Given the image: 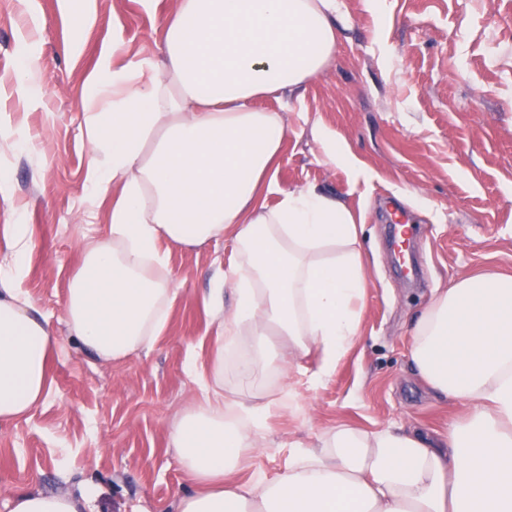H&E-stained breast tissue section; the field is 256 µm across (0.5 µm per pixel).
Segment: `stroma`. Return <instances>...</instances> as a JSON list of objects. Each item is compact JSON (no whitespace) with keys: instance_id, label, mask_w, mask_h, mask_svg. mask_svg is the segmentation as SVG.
I'll return each mask as SVG.
<instances>
[{"instance_id":"stroma-1","label":"stroma","mask_w":512,"mask_h":512,"mask_svg":"<svg viewBox=\"0 0 512 512\" xmlns=\"http://www.w3.org/2000/svg\"><path fill=\"white\" fill-rule=\"evenodd\" d=\"M79 0H0V172L32 242L22 288L50 315L60 340L52 390L29 417L0 423V512L19 487L80 493L92 512H173L192 491L169 446V432L199 391L191 365H205L216 333L203 298L235 258L232 238L187 250L170 263L185 278L166 333L148 354L104 363L68 332L63 298L82 240L108 233V205L88 217L85 81L121 38L130 56L156 54V18L140 0H93L96 19L73 26ZM335 60L301 91L260 97L288 126L280 187L316 186L365 218L360 228L366 292L362 333L318 388L308 379L316 356L302 359L289 384L298 405L274 414L266 445L238 473H282L292 444L315 443L346 425L373 432L415 427L447 434L463 408L437 396L408 355L411 329L433 292L480 274L512 276V0H339ZM30 61L41 74L28 92L16 71ZM335 134L368 172L352 182L324 164L315 133ZM21 150H13V143ZM395 201L423 234L410 248L424 270L421 287L394 273L386 243V201Z\"/></svg>"}]
</instances>
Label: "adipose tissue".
<instances>
[{
  "label": "adipose tissue",
  "instance_id": "obj_1",
  "mask_svg": "<svg viewBox=\"0 0 512 512\" xmlns=\"http://www.w3.org/2000/svg\"><path fill=\"white\" fill-rule=\"evenodd\" d=\"M337 0H174L153 58L120 41L87 78L85 186L110 202L108 235L82 244L64 317L99 360L151 350L184 281L171 246L231 236L237 261L204 298L217 332L198 402L170 430L194 483L176 512H512V277L474 276L436 289L412 328L421 378L465 414L443 441L416 431L323 432L288 450L283 473L226 484L269 417L265 379L287 382L318 354L319 385L361 334L365 307L359 220L316 187L283 189L282 114L255 108L306 85L336 56ZM276 203H267L269 194ZM31 244L25 225L0 226V422L32 413L51 392L58 348L50 321L20 288ZM241 384L224 400V371ZM86 495L26 488L10 512H86Z\"/></svg>",
  "mask_w": 512,
  "mask_h": 512
}]
</instances>
